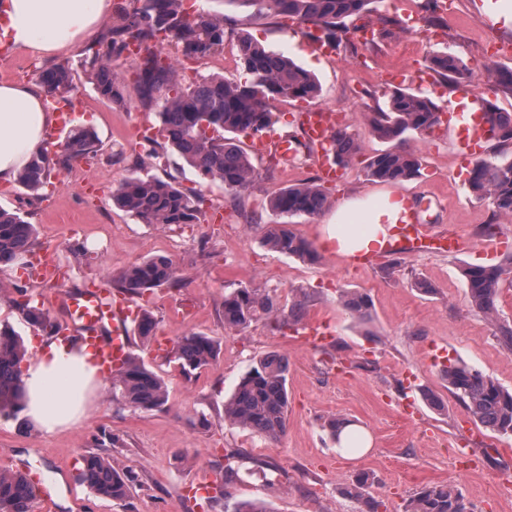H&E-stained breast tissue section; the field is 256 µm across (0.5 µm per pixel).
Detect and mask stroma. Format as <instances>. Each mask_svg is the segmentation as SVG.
I'll list each match as a JSON object with an SVG mask.
<instances>
[{
  "instance_id": "obj_1",
  "label": "stroma",
  "mask_w": 512,
  "mask_h": 512,
  "mask_svg": "<svg viewBox=\"0 0 512 512\" xmlns=\"http://www.w3.org/2000/svg\"><path fill=\"white\" fill-rule=\"evenodd\" d=\"M197 9L224 16L226 47L248 34L266 48L285 53L318 79L322 93L310 101H279L285 121L311 109L335 115L343 129L359 135L362 150L341 181L329 184L331 206L322 214L286 220L294 233L319 249L315 261L270 250L267 229L280 223L270 200L288 186L322 180L320 150L288 160L274 153L252 156L256 178L245 190H225L201 178L170 148L148 147L143 132L158 127L155 114L138 102L118 108L98 97L90 81L76 76L74 96L83 106L74 125L93 127L100 152L79 162L81 180L66 172L33 194L18 183H0V208L35 226L37 250H51L67 277L64 282L35 281L32 292L53 318L63 314L61 294L86 287L100 276L114 277L145 259H171L181 285L160 287L137 297L156 320V336L176 341L202 333L218 341L221 353L197 378L185 379L174 365L155 357L151 345L131 337L130 350L161 375L168 402L159 410H134L112 398L104 381L95 409L82 426L53 436L0 417V470L23 466L42 473L51 504L35 503L33 512H232L236 502L259 500L270 512H358L357 502L339 492L350 478L364 474L368 490L386 512H404L420 488L455 487L474 512H512V436L476 422L449 391L441 369L460 362L512 391V352L500 343L498 325H512V285L503 284L495 319L474 310L462 270L471 264L502 263L512 256V211L471 195L470 165L441 131L411 135L404 143L421 160L420 177L398 184L369 180L364 166L385 144L368 135L373 112L386 109L391 86L384 71L425 65L433 51L449 47L467 65L463 83L443 85L433 98L441 112L456 111L463 91H482L496 73L512 68V24L498 14L512 0H485L477 18L470 0H450L437 8L443 40L419 39L395 25L371 44L325 58L311 50L305 23L285 16L251 17L231 0H194ZM185 80L219 75L243 82L237 56L214 54L203 60L180 59ZM177 177L183 187L208 201L204 221L180 227L144 224L112 203L113 187L125 177ZM421 206L422 221L457 236L460 252L402 250L370 266L318 246L321 229L336 204L364 201L366 210L384 196ZM499 225L495 237L482 234ZM17 266L0 269V323L40 345L43 333L27 324L13 307ZM428 291L416 288V281ZM260 288L276 294L283 313L304 302L305 319L324 322L332 336L312 346L296 328L271 335L265 320L248 328L224 326V296L233 289ZM370 296L372 317L361 321L343 307V293ZM288 358L289 397L286 430L276 441L224 422V403L239 380L268 353ZM352 422L372 439L356 452L338 447L326 424ZM97 453L130 480L125 500L96 495L79 480L83 456ZM236 453L238 475L223 491L186 498L185 483L215 480L225 457Z\"/></svg>"
}]
</instances>
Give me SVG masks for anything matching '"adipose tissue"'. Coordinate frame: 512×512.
<instances>
[{"label":"adipose tissue","instance_id":"obj_1","mask_svg":"<svg viewBox=\"0 0 512 512\" xmlns=\"http://www.w3.org/2000/svg\"><path fill=\"white\" fill-rule=\"evenodd\" d=\"M110 0H7L5 33L18 48L43 57L72 47L95 34ZM54 113L43 105L31 85L0 82V182L10 183L44 145ZM358 201L342 202L321 237L323 249L340 256L371 250L380 242L384 221L392 220L401 202L383 198L371 215L372 224L360 234L344 224ZM97 369L87 352L53 343L38 348L22 372L24 414L43 434L55 435L82 425L93 404Z\"/></svg>","mask_w":512,"mask_h":512}]
</instances>
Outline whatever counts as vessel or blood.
<instances>
[{"label":"vessel or blood","instance_id":"b4317fda","mask_svg":"<svg viewBox=\"0 0 512 512\" xmlns=\"http://www.w3.org/2000/svg\"><path fill=\"white\" fill-rule=\"evenodd\" d=\"M465 103L458 112L442 117V123L452 135L457 147L464 153L480 152L487 138L485 114L491 99L489 92L465 94ZM336 126L331 117L318 110L305 115V138L321 149H329ZM422 235L420 216L414 208L398 214L388 229L386 246L398 250L413 245ZM66 316L57 324L59 338L74 336L88 344L104 376H111L113 369L129 353L128 322L134 312L127 299L113 293L107 285L72 291L62 298Z\"/></svg>","mask_w":512,"mask_h":512}]
</instances>
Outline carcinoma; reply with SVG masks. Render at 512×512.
Here are the masks:
<instances>
[{
	"mask_svg": "<svg viewBox=\"0 0 512 512\" xmlns=\"http://www.w3.org/2000/svg\"><path fill=\"white\" fill-rule=\"evenodd\" d=\"M252 10L257 16H287L309 24L306 36L323 39L334 49L350 46L351 29L346 21L360 19L373 11L377 0H229ZM224 17L200 11L194 15L184 8V0H130L121 8L104 33L82 51L79 65L97 93L113 105L123 107L130 98L126 82L114 70V61L131 60L135 69L134 92L145 108L161 103L159 134L173 150L205 179L217 180L224 189L240 191L255 179L248 156L231 138L233 134L262 136L273 130L279 118L272 111L276 100H312L319 96L316 78L280 53L270 51L242 35L238 57L249 79L230 83L218 77H201L191 85L178 79L175 65L162 47L173 42L186 57H208L224 50ZM427 69L447 83L459 84L467 66L450 49L435 52ZM38 82L49 96L69 100L74 69L62 61L36 70ZM488 120L493 135L502 143L512 142V113L491 106ZM440 124L436 105L418 88L392 91L388 109L371 119L370 133L391 147L373 155L366 176L375 182L397 184L420 175V158L403 148L405 135L429 134ZM361 150L359 138L342 129L332 142L333 161L345 166ZM99 141L92 128L70 130L60 149H48L23 169L17 182L35 192L49 184L52 173L94 158ZM468 187L479 199H490L501 210L512 211V161L481 159L469 171ZM112 200L144 224L180 226L201 223L204 196L180 188L175 179L130 176L119 182ZM329 205L325 191L314 183L290 186L270 201L280 215L316 216ZM264 244L292 257L313 261L316 254L309 242L284 224L268 229ZM35 247L33 225L17 214L0 209V266H32L28 257ZM512 266L468 265L462 270L471 306L489 316L497 312L504 276ZM163 285L175 286V267L163 257L147 259L123 270L113 287L125 294L143 292ZM12 300L24 321L54 340L55 323L35 305L28 287H16ZM346 310L359 320L371 316L370 299L357 292L344 296ZM303 304L283 316L274 294L259 288H238L224 296V326L244 329L263 317L271 333L302 320ZM140 340L149 341L155 329L153 316L144 311L136 325ZM219 354L217 342L200 333L181 336L169 350L167 362L177 365L190 378L208 366ZM26 349L14 330L0 328V415L14 418L24 409L21 364ZM288 359L269 354L236 386L224 404V420L250 429L269 440L286 429ZM448 386L472 417L504 435H512V392L481 372L461 363L443 369ZM112 397L134 409L159 410L168 401L164 379L135 355L128 357L112 373ZM82 476L97 494L124 500L129 494L128 478L112 468L99 454L83 457ZM364 474L346 481L342 493L363 505L360 512H380L383 503L368 492ZM35 493L20 470L0 471V512H33ZM405 512H473L463 494L445 485H426L407 505Z\"/></svg>",
	"mask_w": 512,
	"mask_h": 512,
	"instance_id": "cac0c4a2",
	"label": "carcinoma"
}]
</instances>
